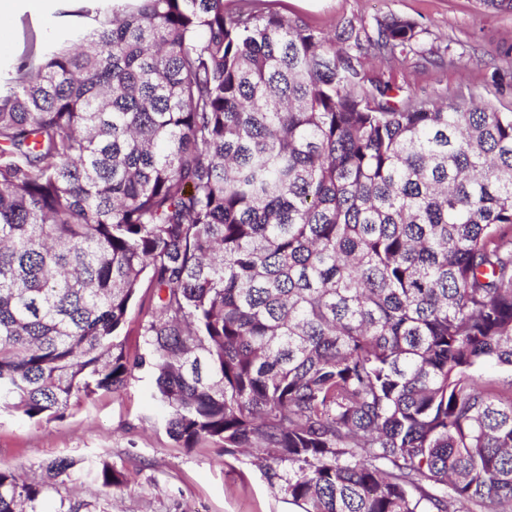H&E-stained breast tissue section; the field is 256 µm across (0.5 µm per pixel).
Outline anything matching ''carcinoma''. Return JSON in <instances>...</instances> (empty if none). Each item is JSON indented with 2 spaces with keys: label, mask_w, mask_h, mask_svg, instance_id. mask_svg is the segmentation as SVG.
I'll list each match as a JSON object with an SVG mask.
<instances>
[{
  "label": "carcinoma",
  "mask_w": 512,
  "mask_h": 512,
  "mask_svg": "<svg viewBox=\"0 0 512 512\" xmlns=\"http://www.w3.org/2000/svg\"><path fill=\"white\" fill-rule=\"evenodd\" d=\"M62 2L92 23L0 83V410L145 369L173 440L254 451L303 512L512 509V390L480 374L512 368V112L365 78L412 51L403 17L373 41L267 0ZM74 466L0 469V512ZM139 304L138 299V303L133 305L129 313L124 329V334H126V346L131 353L143 347L142 336H140V324L144 319V315L140 311Z\"/></svg>",
  "instance_id": "cac0c4a2"
}]
</instances>
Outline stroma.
Returning a JSON list of instances; mask_svg holds the SVG:
<instances>
[{"label":"stroma","instance_id":"1","mask_svg":"<svg viewBox=\"0 0 512 512\" xmlns=\"http://www.w3.org/2000/svg\"><path fill=\"white\" fill-rule=\"evenodd\" d=\"M270 8L326 36L344 17L361 19L371 32L392 16L411 19L420 30L413 52L397 61L370 51L366 77L424 99L460 90L512 112L511 8L496 9L487 0H272ZM58 9V0H20L16 13L0 23V69L18 61L27 34L40 40L57 35L66 24ZM166 416L144 370L122 393H97L60 420L37 423L0 412V468L36 483L53 459H100L128 477L112 489L84 479L57 485L47 512L74 497L91 512H302L268 481L253 455L222 456L207 443L181 447L166 431Z\"/></svg>","mask_w":512,"mask_h":512}]
</instances>
